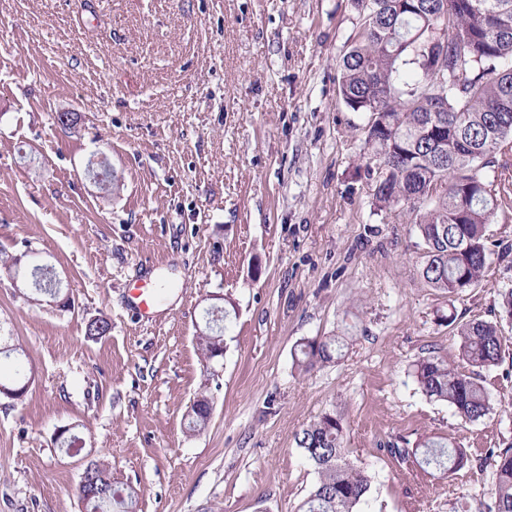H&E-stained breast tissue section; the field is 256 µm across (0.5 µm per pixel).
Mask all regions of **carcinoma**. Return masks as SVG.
<instances>
[{"label": "carcinoma", "mask_w": 512, "mask_h": 512, "mask_svg": "<svg viewBox=\"0 0 512 512\" xmlns=\"http://www.w3.org/2000/svg\"><path fill=\"white\" fill-rule=\"evenodd\" d=\"M361 17L358 39L342 58L339 96L366 117L364 163L373 204L403 205L423 245L421 277L448 302L484 280L488 260L512 244L493 240L488 225L512 209V0H353ZM42 294H55L47 269L31 272ZM448 327L459 370L431 351L413 364L412 376L428 399L445 402L466 424L493 411L481 371L502 363L505 340L496 323L462 320L449 308ZM209 363L224 350V331L213 318L197 335ZM345 336H319L297 344L295 364L308 372L335 363ZM207 396L191 406L192 429H205ZM342 415L326 412L295 435L316 474L298 512H359L371 476L346 455ZM387 452L413 460L425 473L462 469L467 449L431 437ZM497 458L487 512H512V444L490 449ZM89 512H132L133 493L112 488V471L93 461L76 487Z\"/></svg>", "instance_id": "cac0c4a2"}]
</instances>
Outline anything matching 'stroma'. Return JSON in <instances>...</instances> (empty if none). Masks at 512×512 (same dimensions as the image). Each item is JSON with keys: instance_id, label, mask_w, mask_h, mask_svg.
Returning a JSON list of instances; mask_svg holds the SVG:
<instances>
[{"instance_id": "1", "label": "stroma", "mask_w": 512, "mask_h": 512, "mask_svg": "<svg viewBox=\"0 0 512 512\" xmlns=\"http://www.w3.org/2000/svg\"><path fill=\"white\" fill-rule=\"evenodd\" d=\"M359 26L351 0H0V253L48 266L70 299L35 304L0 269V335L27 384L0 397V512H86L91 460L135 512H297L316 475L294 437L328 411L372 477L361 512H483L489 451L512 442V254L451 301L421 278L402 209L375 212L364 117L338 95ZM102 165L113 191L88 174ZM145 275L170 286L148 320L127 308ZM217 294L236 308L207 363L196 335ZM452 307L506 338L483 374L495 410L465 426L411 376L429 351L457 360ZM101 317L110 331L87 336ZM318 336L351 343L298 371ZM431 436L470 463L438 478L386 451Z\"/></svg>"}]
</instances>
